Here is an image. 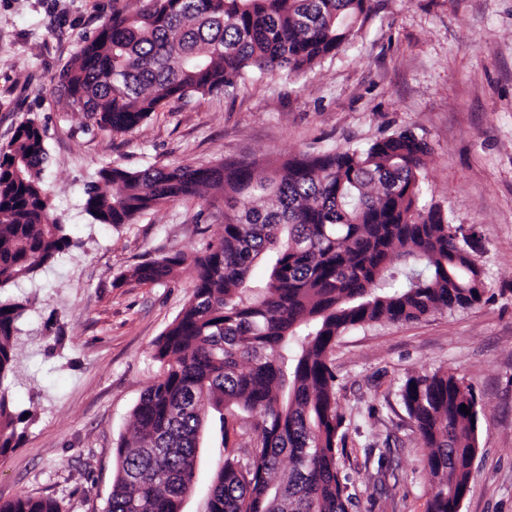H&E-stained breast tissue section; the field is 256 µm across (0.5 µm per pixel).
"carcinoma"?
<instances>
[{"mask_svg": "<svg viewBox=\"0 0 512 512\" xmlns=\"http://www.w3.org/2000/svg\"><path fill=\"white\" fill-rule=\"evenodd\" d=\"M370 2L145 0L86 41L59 87L71 108L125 133L171 101L227 92L254 74L306 76L349 44ZM430 151L404 131L261 168L99 170L84 201L98 224H128L203 187L224 190L219 238L134 271L153 285L186 272L191 294L154 343L158 375L133 409L131 436L112 449L106 512H183L208 433L222 453L206 512H349L330 358L337 339L487 301L472 235L423 202ZM49 161L32 119L0 149V292L77 246L43 183ZM29 304L0 297V455L32 420L8 397ZM400 398L428 450L427 512H459L477 444L473 386L439 369L406 376ZM0 512L61 509L52 497L22 495L0 502Z\"/></svg>", "mask_w": 512, "mask_h": 512, "instance_id": "cac0c4a2", "label": "carcinoma"}]
</instances>
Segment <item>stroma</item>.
<instances>
[{
  "label": "stroma",
  "mask_w": 512,
  "mask_h": 512,
  "mask_svg": "<svg viewBox=\"0 0 512 512\" xmlns=\"http://www.w3.org/2000/svg\"><path fill=\"white\" fill-rule=\"evenodd\" d=\"M143 0H0V146L34 119L55 215L77 246L10 288L32 302L16 338L14 406L32 422L0 455V501L57 499L105 512L112 450L158 366L152 345L191 293L131 278L161 254H194L224 224L222 191L173 200L117 227L92 222L85 188L115 163L210 165L371 144L404 130L431 147L427 198L474 235L488 301L416 322L347 331L331 354L354 512H426L427 450L400 398L407 375L446 369L482 408L459 512H512V0H373L350 45L305 78L263 76L172 101L117 134L72 109L57 81L87 38Z\"/></svg>",
  "instance_id": "stroma-1"
}]
</instances>
